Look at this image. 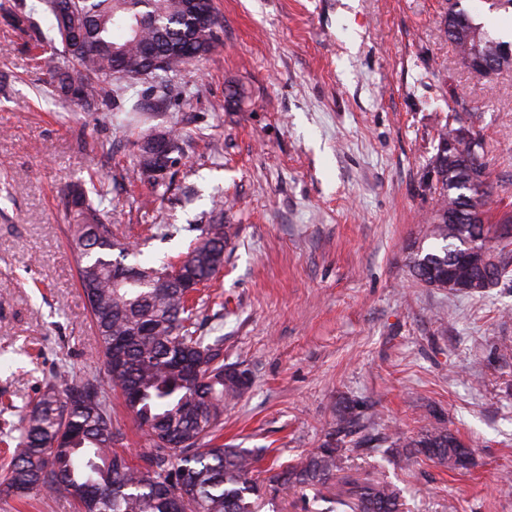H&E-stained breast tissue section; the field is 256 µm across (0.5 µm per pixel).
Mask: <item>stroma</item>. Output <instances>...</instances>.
Masks as SVG:
<instances>
[{
	"label": "stroma",
	"mask_w": 512,
	"mask_h": 512,
	"mask_svg": "<svg viewBox=\"0 0 512 512\" xmlns=\"http://www.w3.org/2000/svg\"><path fill=\"white\" fill-rule=\"evenodd\" d=\"M512 41V7L487 0H215L207 61L183 71L179 105L149 127L187 133L160 188L133 181L134 149L107 112L50 93L47 55L0 22V430L60 364H104L69 246L68 182H102L112 230L144 259L176 260L223 199L236 234L194 300L249 385L221 443L262 467L324 443L344 448L326 486L279 489L257 512H323L350 482L386 481L400 512H512V272L482 294L417 281L438 132L483 145L488 221L512 217V69L482 76L443 32L452 2ZM353 424L341 426V411ZM442 424L473 451L459 470L397 438Z\"/></svg>",
	"instance_id": "obj_1"
}]
</instances>
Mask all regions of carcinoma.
Wrapping results in <instances>:
<instances>
[{"mask_svg": "<svg viewBox=\"0 0 512 512\" xmlns=\"http://www.w3.org/2000/svg\"><path fill=\"white\" fill-rule=\"evenodd\" d=\"M45 15L24 4H0V17L22 33H32L34 46L63 48L51 86L65 102L88 111H113L121 128L135 129L144 112L167 108L180 94L173 79L211 53L221 29L213 0L197 4L206 15L209 36L198 32L199 17L184 0H51ZM154 80L148 96H126L116 85ZM463 126L446 125L439 133L431 165L440 205L431 237L438 250L417 255L412 275L436 288L448 283V268L467 243H490L484 227L487 191L470 186L473 178L487 185L485 165L476 139L466 142ZM460 144V157L448 171V141ZM65 205L75 224L72 248L78 280L87 298L91 321L103 356L107 379L69 380L64 370L47 382L39 397L19 417V435L1 438L15 448L0 486L20 499L42 492L70 497L77 512H252L251 497L260 496L256 473L261 456L218 439L224 405L242 396L249 378L224 364V337L203 332L193 298L184 288L159 291L147 280L159 267L125 260L141 254L114 237L82 183L68 186ZM179 260L184 277L207 286L224 267V248L233 235L230 224H204ZM118 257L112 258V251ZM122 267L133 278L127 288L112 285L113 270ZM507 273L500 254L489 255L483 268H460L463 280L480 278L492 287ZM119 388L136 428L149 448L135 464L113 448L118 431L106 387ZM462 442L437 424L402 443L451 468V451ZM344 468V449L330 443L294 464L269 468L266 486L303 489L323 486ZM346 512H399V492L384 481L357 483Z\"/></svg>", "mask_w": 512, "mask_h": 512, "instance_id": "cac0c4a2", "label": "carcinoma"}]
</instances>
